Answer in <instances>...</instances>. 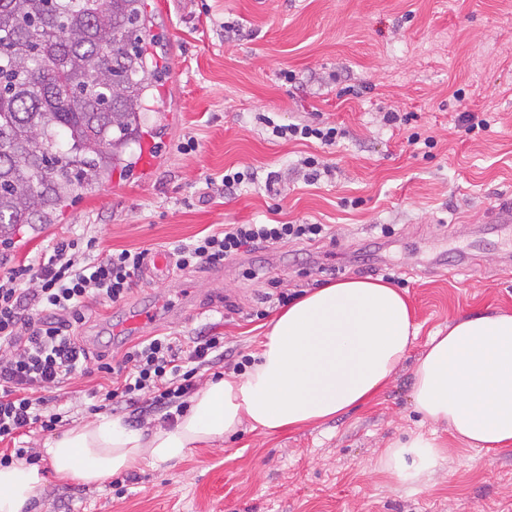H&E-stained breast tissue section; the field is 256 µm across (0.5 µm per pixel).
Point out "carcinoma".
Segmentation results:
<instances>
[{
	"mask_svg": "<svg viewBox=\"0 0 512 512\" xmlns=\"http://www.w3.org/2000/svg\"><path fill=\"white\" fill-rule=\"evenodd\" d=\"M152 26L144 0H0V241L57 223L139 143Z\"/></svg>",
	"mask_w": 512,
	"mask_h": 512,
	"instance_id": "obj_1",
	"label": "carcinoma"
}]
</instances>
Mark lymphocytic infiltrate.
I'll list each match as a JSON object with an SVG mask.
<instances>
[{
    "label": "lymphocytic infiltrate",
    "instance_id": "obj_1",
    "mask_svg": "<svg viewBox=\"0 0 512 512\" xmlns=\"http://www.w3.org/2000/svg\"><path fill=\"white\" fill-rule=\"evenodd\" d=\"M260 121L286 141L331 146L343 135L329 124L280 125L265 115ZM328 236L324 224H228L181 246L177 265L218 266L261 244ZM147 256L124 249L95 258L78 239L67 237L56 240L49 255L0 270V441L32 428L56 429L61 417L46 409L39 390L58 386L86 366L89 354L74 336L76 324L91 303L123 301ZM223 366L222 336H196L186 343L169 336L147 340L126 351L118 364H98V371L114 377L101 407L123 404L140 418L162 412L175 419L186 411L200 371Z\"/></svg>",
    "mask_w": 512,
    "mask_h": 512
}]
</instances>
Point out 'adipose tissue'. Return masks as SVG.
<instances>
[{
  "label": "adipose tissue",
  "instance_id": "adipose-tissue-1",
  "mask_svg": "<svg viewBox=\"0 0 512 512\" xmlns=\"http://www.w3.org/2000/svg\"><path fill=\"white\" fill-rule=\"evenodd\" d=\"M415 338L399 291L345 279L307 291L275 315L253 364L205 383L175 427L102 418L46 439L40 452L59 478L94 485L146 461L183 459L245 424L265 433L316 424L369 402ZM411 401L452 439L417 432L384 450L378 470L408 492L430 487L450 442L489 455L512 445V313L464 315L432 336L416 360ZM44 482L37 467H0V512H27Z\"/></svg>",
  "mask_w": 512,
  "mask_h": 512
}]
</instances>
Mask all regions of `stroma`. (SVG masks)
<instances>
[{
  "mask_svg": "<svg viewBox=\"0 0 512 512\" xmlns=\"http://www.w3.org/2000/svg\"><path fill=\"white\" fill-rule=\"evenodd\" d=\"M163 47L162 74L142 135L156 162L134 160L97 193L73 201L42 232L18 233L4 256L18 264L61 237L92 238L96 255L174 253L225 224H327L334 241L277 244L223 266L138 277L125 301L95 305L75 330L91 359L121 360L152 336L218 333L230 355L259 351L265 293L300 294L351 277L391 280L406 295L417 337L370 402L316 424L265 434L242 427L185 459L125 472L124 485L55 476L31 512H512V447L455 452L427 492L410 495L376 468L385 448L423 425L411 407L413 369L430 336L465 314L512 312V233H478L512 199V0H147ZM234 24L222 33V23ZM297 75L286 83L284 71ZM410 114L408 124L389 112ZM487 130L459 132L460 113ZM275 123L323 120L345 129L335 146L272 136ZM419 144H410L411 134ZM433 147H425L424 138ZM195 139V152L179 145ZM321 154L334 174L307 184L296 164ZM252 183L224 197L206 186L225 169ZM279 177V194L265 188ZM387 246L370 251L380 225ZM468 257V272L456 263ZM191 294L194 308L180 305ZM154 305L137 334L116 328ZM107 374H76L54 389L62 428L97 419Z\"/></svg>",
  "mask_w": 512,
  "mask_h": 512,
  "instance_id": "obj_1",
  "label": "stroma"
}]
</instances>
